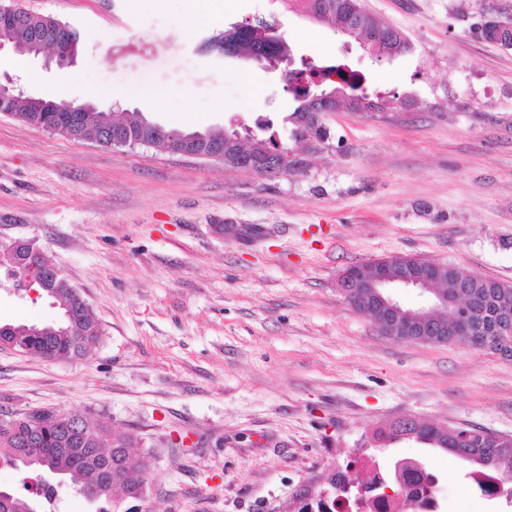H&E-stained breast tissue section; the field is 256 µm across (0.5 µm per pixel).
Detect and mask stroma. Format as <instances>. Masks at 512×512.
Returning <instances> with one entry per match:
<instances>
[{
	"instance_id": "35a3bbf8",
	"label": "stroma",
	"mask_w": 512,
	"mask_h": 512,
	"mask_svg": "<svg viewBox=\"0 0 512 512\" xmlns=\"http://www.w3.org/2000/svg\"><path fill=\"white\" fill-rule=\"evenodd\" d=\"M14 2L83 31L73 64L26 58L32 80L0 68L27 95L59 87L184 132L270 119L304 164L264 177L0 112V246L37 239L101 330L77 359L0 349V416L50 410L132 434L151 474L121 512H296L335 472L420 456L443 512H512L503 496L463 497L452 455L409 440L379 453L373 438L404 417L512 435V359L386 336L338 286L347 267L396 256L512 286V47L483 32L512 28V0H361L413 46L390 61L282 0H238L204 26L189 0ZM270 15L295 56L361 72L382 111L337 113L304 154L281 121L296 102L280 73L199 50ZM57 315L0 288L2 323Z\"/></svg>"
}]
</instances>
